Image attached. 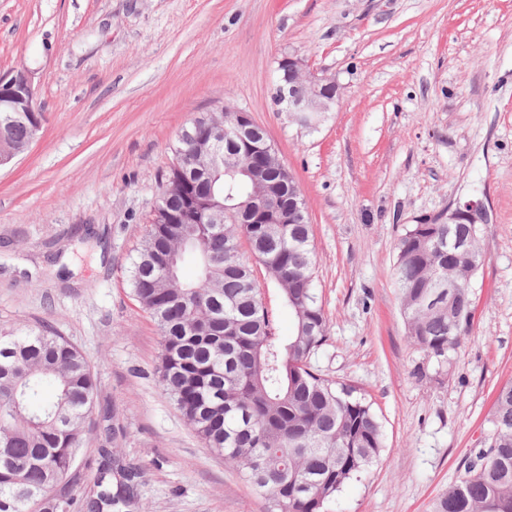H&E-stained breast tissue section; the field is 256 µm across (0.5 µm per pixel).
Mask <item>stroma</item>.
Here are the masks:
<instances>
[{"label":"stroma","instance_id":"1","mask_svg":"<svg viewBox=\"0 0 512 512\" xmlns=\"http://www.w3.org/2000/svg\"><path fill=\"white\" fill-rule=\"evenodd\" d=\"M286 52L342 87L317 129L274 102ZM21 68L43 122L0 168V329L49 324L94 372L64 492L92 494L106 446L140 471L138 512H266L159 387V332L129 281L177 133L227 102L307 202L329 323L311 364L365 392L383 426L378 461L324 512H429L488 447L512 383V0H0V76ZM471 197L492 212L487 258L472 329L440 368L408 339L396 245ZM253 271L285 340L293 316Z\"/></svg>","mask_w":512,"mask_h":512}]
</instances>
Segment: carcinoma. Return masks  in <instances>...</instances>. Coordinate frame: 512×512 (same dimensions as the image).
I'll list each match as a JSON object with an SVG mask.
<instances>
[{
  "label": "carcinoma",
  "mask_w": 512,
  "mask_h": 512,
  "mask_svg": "<svg viewBox=\"0 0 512 512\" xmlns=\"http://www.w3.org/2000/svg\"><path fill=\"white\" fill-rule=\"evenodd\" d=\"M178 134L174 155L204 166L211 154L227 168L253 156L232 148L203 115ZM33 131L17 112H0V153L25 151ZM263 181L280 184L297 202L302 224H251L243 205L254 185L240 173L201 175L188 193L224 204L208 224H181L183 176L161 177L158 220L146 227L130 270L132 292L154 319L161 350L155 372L195 434L240 470L267 502V512H322L385 446L381 421L355 387L315 372L310 360L328 340L315 288L313 227L304 196L271 152ZM468 251L448 261V237ZM265 270L293 312L288 341L271 336L270 315L243 250ZM479 229L470 224H408L394 268L410 342L443 366L472 327V282L484 265ZM187 261L192 280L182 277ZM96 381L87 357L48 325L0 330V512H110L134 499L139 471L98 449L94 494L80 503L58 492L71 475ZM492 435L464 478L433 503L432 512H512V384L497 395Z\"/></svg>",
  "instance_id": "1"
}]
</instances>
